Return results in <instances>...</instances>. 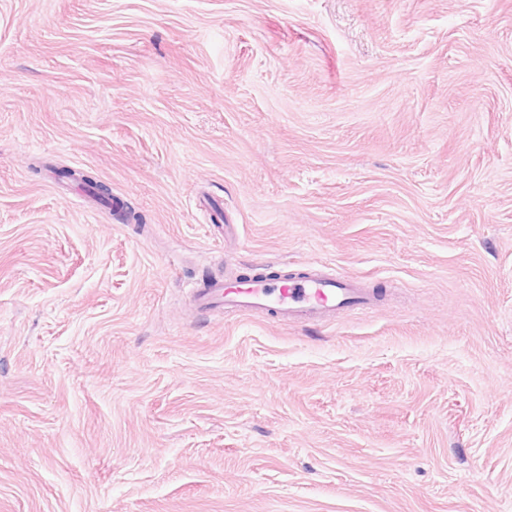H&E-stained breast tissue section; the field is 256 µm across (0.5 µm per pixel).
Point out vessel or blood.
Masks as SVG:
<instances>
[{
    "label": "vessel or blood",
    "mask_w": 512,
    "mask_h": 512,
    "mask_svg": "<svg viewBox=\"0 0 512 512\" xmlns=\"http://www.w3.org/2000/svg\"><path fill=\"white\" fill-rule=\"evenodd\" d=\"M191 305L203 313L225 315L271 314L296 324L319 321L341 310L367 311L374 305V289L361 277L335 275L321 265H311L292 277L257 273L245 278L210 279L189 284Z\"/></svg>",
    "instance_id": "1"
}]
</instances>
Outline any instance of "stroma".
Instances as JSON below:
<instances>
[{
  "instance_id": "obj_1",
  "label": "stroma",
  "mask_w": 512,
  "mask_h": 512,
  "mask_svg": "<svg viewBox=\"0 0 512 512\" xmlns=\"http://www.w3.org/2000/svg\"><path fill=\"white\" fill-rule=\"evenodd\" d=\"M0 512H512V0H0ZM191 305L202 313L271 314L289 324L319 321L336 311H367L378 294L362 278L332 274L323 265H309L288 279L257 273L246 278L209 279L188 286Z\"/></svg>"
}]
</instances>
